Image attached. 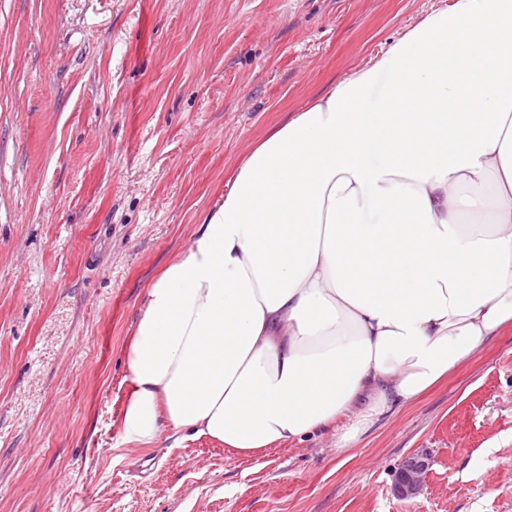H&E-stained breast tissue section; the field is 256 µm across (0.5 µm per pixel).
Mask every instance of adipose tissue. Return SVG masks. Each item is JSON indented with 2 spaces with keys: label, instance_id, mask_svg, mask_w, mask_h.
I'll return each instance as SVG.
<instances>
[{
  "label": "adipose tissue",
  "instance_id": "obj_1",
  "mask_svg": "<svg viewBox=\"0 0 512 512\" xmlns=\"http://www.w3.org/2000/svg\"><path fill=\"white\" fill-rule=\"evenodd\" d=\"M511 327L512 0H454L242 162L148 290L122 441L347 443Z\"/></svg>",
  "mask_w": 512,
  "mask_h": 512
}]
</instances>
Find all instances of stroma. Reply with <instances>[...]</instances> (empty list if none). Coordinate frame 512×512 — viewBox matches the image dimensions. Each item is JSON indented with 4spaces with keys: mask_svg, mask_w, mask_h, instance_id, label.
Wrapping results in <instances>:
<instances>
[{
    "mask_svg": "<svg viewBox=\"0 0 512 512\" xmlns=\"http://www.w3.org/2000/svg\"><path fill=\"white\" fill-rule=\"evenodd\" d=\"M451 2L0 0V512H512V331L348 448L121 440L138 311L244 156ZM432 456L426 451L406 458L398 467L393 494L401 499L416 497L422 491L424 479L432 465Z\"/></svg>",
    "mask_w": 512,
    "mask_h": 512,
    "instance_id": "1",
    "label": "stroma"
}]
</instances>
